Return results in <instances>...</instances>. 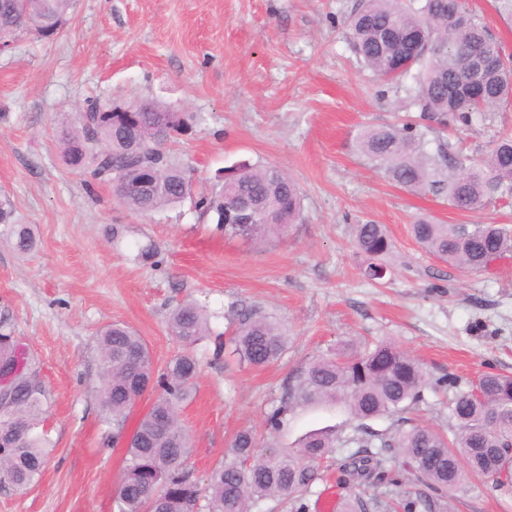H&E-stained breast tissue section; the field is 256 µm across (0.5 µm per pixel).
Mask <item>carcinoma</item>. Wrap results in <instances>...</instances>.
<instances>
[{
  "mask_svg": "<svg viewBox=\"0 0 512 512\" xmlns=\"http://www.w3.org/2000/svg\"><path fill=\"white\" fill-rule=\"evenodd\" d=\"M73 0H0V36L51 40L70 19ZM352 47L363 66L385 81L412 80L400 108L419 119L402 125L368 127L358 138L360 153L393 183L412 192L445 195L452 207L472 212L495 201H512V136L493 140L487 152L466 165L453 145L439 137L427 149L432 124L468 128L492 120L512 103V59L489 34L464 0H359L346 18ZM140 112L128 128L108 112L112 102L88 97L79 127H59L64 163L100 183L115 185L119 202L148 215L192 197L193 173L167 147L189 127L193 116L156 100H139ZM227 190L202 194L195 207L215 213L224 234L246 241L283 233L301 210L297 185L276 166L241 163L223 180ZM253 198L261 215L239 223L233 189ZM0 224L14 248L36 247L33 230L13 219L10 202H0ZM412 234L440 261L467 271H488L512 251V232L497 224H439L427 217L412 224ZM357 248L367 256L364 276L385 278L383 258L391 242L381 224H358ZM229 338L239 363L266 366L283 356L288 336L255 309H235ZM183 351L154 373L149 348L122 324L105 327L97 338L102 364L101 402L120 436L136 400L151 386L163 389L139 419L127 447V464L117 492L118 512H196L201 488L187 467L190 437L180 425L177 405L190 396L198 364L190 349L209 333L204 310L185 304L169 323ZM0 364L16 370L13 394H0V486L15 491L36 483L49 458L42 386L10 335L0 332ZM430 386L420 364L393 342L355 347L344 344L313 359L288 383L282 404L266 419L278 431L299 404H339L359 422V437L345 440L359 450L345 457L344 470L355 483L385 478V454L402 458L405 471L435 494L466 487L476 476H497L498 487L512 486V376L485 373L451 403L453 439L427 425L404 427L369 449L367 422L398 415L423 401ZM249 430L236 433L234 464L213 469L207 483L208 512H249L266 498L288 499L315 480L314 463L338 449L329 432L305 436L291 451L258 453Z\"/></svg>",
  "mask_w": 512,
  "mask_h": 512,
  "instance_id": "carcinoma-1",
  "label": "carcinoma"
}]
</instances>
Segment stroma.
Returning a JSON list of instances; mask_svg holds the SVG:
<instances>
[{
  "label": "stroma",
  "mask_w": 512,
  "mask_h": 512,
  "mask_svg": "<svg viewBox=\"0 0 512 512\" xmlns=\"http://www.w3.org/2000/svg\"><path fill=\"white\" fill-rule=\"evenodd\" d=\"M357 0H74L56 40L21 37L0 54V200L38 245L13 251L0 225V322L15 337L45 390L52 452L41 480L0 488V512H117L123 441L108 444L101 407L97 334L113 323L135 330L155 367L181 346L172 310L193 302L209 337L193 349L198 375L180 420L192 438L189 466L199 481L235 457L233 436L249 429L261 444L295 446L306 434L355 433L339 407H296L278 433L266 417L293 376L315 356L363 339L395 341L429 379L414 417L446 430L448 405L486 372L512 375V253L488 272H462L425 252L410 232L421 215L447 224H504L512 207L453 209L446 196L396 186L361 156L366 127L396 124L404 84L360 66L343 20ZM122 103L156 99L199 121L171 149L194 171L195 194L219 170L247 159L288 173L302 192L301 215L286 236L259 245L225 237L214 214L193 200L143 215L121 205L111 185L62 161L61 121L77 122L87 96ZM512 131V106L491 122L445 131L467 158H480L494 133ZM384 225L392 241L381 283L366 280L355 227ZM253 308L285 327L286 353L266 367L225 363L216 334L230 307ZM343 451L321 461L296 499H271L253 512H318L324 490L361 496L367 512L407 500L421 485L401 481L356 489L343 481ZM434 512H512V489L474 480Z\"/></svg>",
  "instance_id": "obj_1"
}]
</instances>
